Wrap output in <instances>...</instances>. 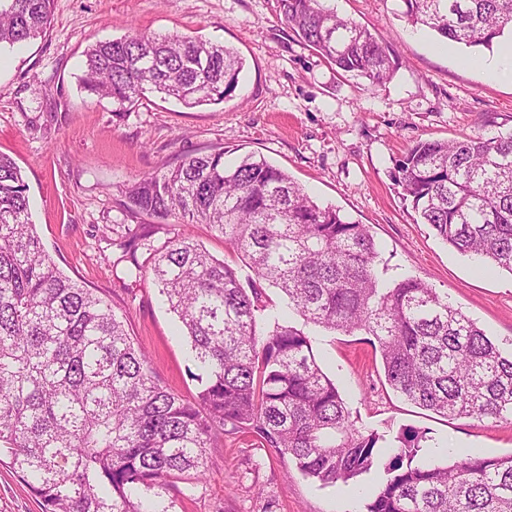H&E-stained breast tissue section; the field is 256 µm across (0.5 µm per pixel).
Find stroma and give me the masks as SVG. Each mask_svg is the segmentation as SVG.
Segmentation results:
<instances>
[{"instance_id":"35a3bbf8","label":"stroma","mask_w":512,"mask_h":512,"mask_svg":"<svg viewBox=\"0 0 512 512\" xmlns=\"http://www.w3.org/2000/svg\"><path fill=\"white\" fill-rule=\"evenodd\" d=\"M343 17L383 35L402 62L369 88L336 73L301 44L276 0H55L50 27L23 45H0V153L28 186L32 220L62 272L93 288L124 321L170 392L196 396L190 346L155 284L149 247L181 232L180 219L129 215L123 192L182 156L227 148V163L255 153L285 170L320 206L369 225L379 277L430 283L503 350L512 349V274L484 272L418 223L404 202L396 162L419 140H451L512 127V80L493 78L463 57L487 49L452 43L402 18L400 0H333ZM199 36L245 60L235 91L218 105L188 107L151 94L116 114L81 89L90 45L132 30ZM152 228L149 246L127 247L130 229ZM324 373L357 425L387 442L405 429L432 445L486 457L512 453V422L446 419L422 410L385 382L367 335L321 328L311 337ZM204 479L146 489L166 512H340L348 486H321L259 437L226 434L209 451ZM0 512H39L26 484L0 465Z\"/></svg>"}]
</instances>
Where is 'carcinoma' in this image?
Segmentation results:
<instances>
[{
	"instance_id": "cac0c4a2",
	"label": "carcinoma",
	"mask_w": 512,
	"mask_h": 512,
	"mask_svg": "<svg viewBox=\"0 0 512 512\" xmlns=\"http://www.w3.org/2000/svg\"><path fill=\"white\" fill-rule=\"evenodd\" d=\"M327 0H276L300 43L371 87L398 68L392 45ZM403 17L439 37L492 49L512 36V0H402ZM54 0H0V44L51 24ZM244 59L180 34H134L86 51L80 88L113 111L146 94L189 107L224 101ZM398 186L421 223L462 255L512 274V132L419 140L397 160ZM129 212L183 221L151 273L191 343L201 390L161 386L111 305L65 276L34 231L27 185L0 154V464L40 512H161L140 490L202 478L226 427L257 434L323 486L373 469L365 512H512V455L417 459L425 434L399 446L350 419L309 333L272 313L279 289L303 325L378 343L386 383L440 416L512 420V356L425 281L387 283L369 227L319 206L284 170L252 154L229 167L224 148L186 154L125 191ZM208 224L250 271L247 283L192 237Z\"/></svg>"
}]
</instances>
